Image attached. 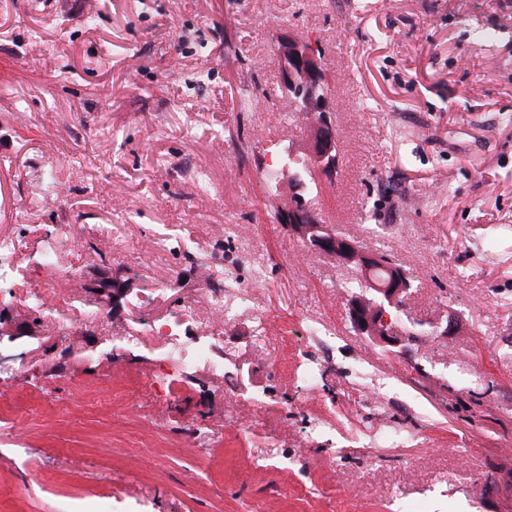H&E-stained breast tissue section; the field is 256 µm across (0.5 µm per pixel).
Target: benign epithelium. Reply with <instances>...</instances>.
<instances>
[{
  "instance_id": "7a95c632",
  "label": "benign epithelium",
  "mask_w": 512,
  "mask_h": 512,
  "mask_svg": "<svg viewBox=\"0 0 512 512\" xmlns=\"http://www.w3.org/2000/svg\"><path fill=\"white\" fill-rule=\"evenodd\" d=\"M277 59L282 87L287 100L308 119V147L304 156L307 170L324 180L336 179L338 159L336 135L331 119V102L323 61L309 39L297 34L280 37ZM305 185L301 175L293 171L290 177L288 203L279 211V223L288 232L302 239L315 250L328 253L339 263L358 270L368 285L369 296L353 295L347 299L353 331L394 353L407 349L408 336L395 330L392 312L403 310L411 289V277L401 267L389 264L382 256L344 237L318 222L305 202ZM128 285L112 280V290L103 291L104 302L117 303L127 292Z\"/></svg>"
}]
</instances>
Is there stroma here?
<instances>
[{"instance_id":"35a3bbf8","label":"stroma","mask_w":512,"mask_h":512,"mask_svg":"<svg viewBox=\"0 0 512 512\" xmlns=\"http://www.w3.org/2000/svg\"><path fill=\"white\" fill-rule=\"evenodd\" d=\"M289 32L317 42L336 130L310 209L413 275L409 321L455 319L451 336L398 355L356 336L358 271L279 224L308 138L281 87ZM219 224L248 230L224 266L272 331L225 325L224 379L200 367L159 392L153 327L209 288ZM0 233L33 270L0 309L34 326L0 337V512H512V0H0ZM51 246L72 277L37 269ZM84 276L133 285L111 333L80 309L60 335L27 307ZM128 329L142 347L122 348ZM362 368L387 379L383 406ZM378 429L408 440L369 447ZM270 442L293 465L263 466Z\"/></svg>"}]
</instances>
